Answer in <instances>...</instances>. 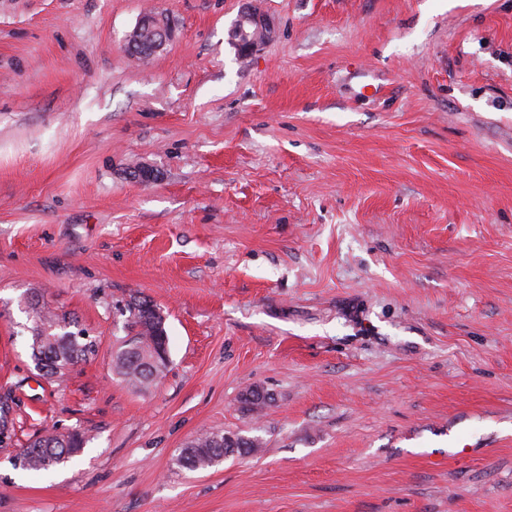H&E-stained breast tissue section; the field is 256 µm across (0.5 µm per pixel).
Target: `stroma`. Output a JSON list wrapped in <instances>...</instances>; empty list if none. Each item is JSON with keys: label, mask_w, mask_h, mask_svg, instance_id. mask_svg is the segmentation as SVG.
I'll return each mask as SVG.
<instances>
[{"label": "stroma", "mask_w": 512, "mask_h": 512, "mask_svg": "<svg viewBox=\"0 0 512 512\" xmlns=\"http://www.w3.org/2000/svg\"><path fill=\"white\" fill-rule=\"evenodd\" d=\"M242 3L0 0V512H512V0H253L244 61ZM33 296L97 342L54 381ZM133 296L169 336L143 390ZM217 432L263 448L174 465ZM274 33V23L245 1L234 21V44L240 58L252 56ZM175 34L173 21L158 13L143 15L132 32L126 37V47L134 55H140L145 47L150 46L156 54L172 40ZM150 42V43H149ZM152 308L160 309L151 300L134 298L125 308L126 339L115 353L114 370L134 388L143 389L157 379L152 371L150 358L167 346L168 335L165 320L156 319ZM83 433L75 430L66 434L47 433L30 440L22 448L26 469L41 472L77 456L84 448Z\"/></svg>", "instance_id": "35a3bbf8"}]
</instances>
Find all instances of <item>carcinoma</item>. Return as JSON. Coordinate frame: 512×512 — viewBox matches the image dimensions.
<instances>
[{"label": "carcinoma", "mask_w": 512, "mask_h": 512, "mask_svg": "<svg viewBox=\"0 0 512 512\" xmlns=\"http://www.w3.org/2000/svg\"><path fill=\"white\" fill-rule=\"evenodd\" d=\"M156 307L146 298H135L125 311L126 339L115 353L114 370L129 385L143 389L156 376L150 358L169 343L165 322L153 316ZM32 358L42 376L51 379L64 374L80 360L95 352L93 341H82L84 334L69 331L71 321L31 298L27 301ZM83 433H47L30 440L21 456L26 469L41 472L77 456L84 448ZM261 450L259 439L242 434L210 433L186 446L175 458L179 468L205 469L235 454H253Z\"/></svg>", "instance_id": "obj_1"}]
</instances>
